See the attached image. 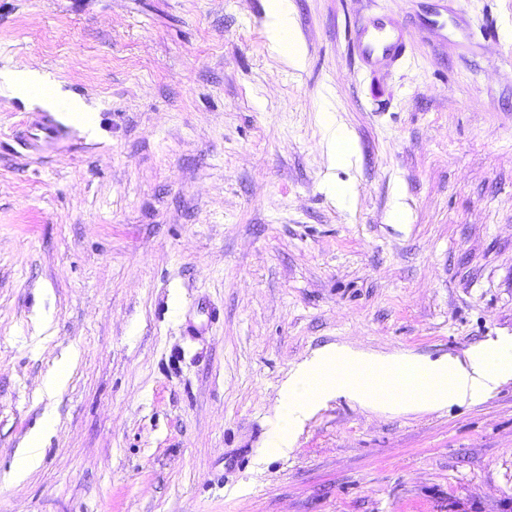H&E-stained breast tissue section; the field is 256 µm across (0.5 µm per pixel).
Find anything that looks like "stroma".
Listing matches in <instances>:
<instances>
[{
	"label": "stroma",
	"mask_w": 512,
	"mask_h": 512,
	"mask_svg": "<svg viewBox=\"0 0 512 512\" xmlns=\"http://www.w3.org/2000/svg\"><path fill=\"white\" fill-rule=\"evenodd\" d=\"M293 3L299 68L271 0H0V69L98 122L52 109L67 136L32 151L39 106L0 95V512H512V381L338 396L261 455L316 349L512 336V0ZM369 20L398 57H359ZM268 38L271 43L299 64L301 56L299 46L293 36L292 3L290 0H273Z\"/></svg>",
	"instance_id": "1"
}]
</instances>
